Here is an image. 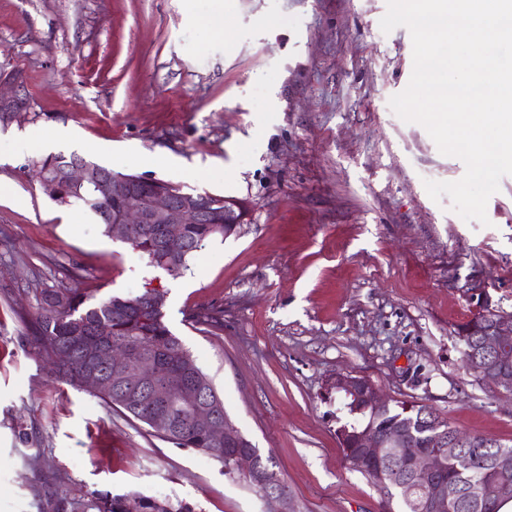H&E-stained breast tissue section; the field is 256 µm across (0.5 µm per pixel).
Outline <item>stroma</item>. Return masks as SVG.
Instances as JSON below:
<instances>
[{"mask_svg": "<svg viewBox=\"0 0 512 512\" xmlns=\"http://www.w3.org/2000/svg\"><path fill=\"white\" fill-rule=\"evenodd\" d=\"M0 0V64L20 71L28 120L0 126V512H53L94 491L193 512H277L219 462L57 378L21 320L39 288L133 297L157 279L172 332L241 433L272 456L297 512H384L344 456L326 378L432 407L467 435L512 444V399L468 373L456 331L478 283L512 311V175L465 221L425 181L462 178L423 126L389 107L413 70L387 0ZM73 132L81 155L188 193L237 199L239 234L178 276L107 236L83 204L52 202L9 139ZM224 311L219 335L190 317Z\"/></svg>", "mask_w": 512, "mask_h": 512, "instance_id": "stroma-1", "label": "stroma"}]
</instances>
